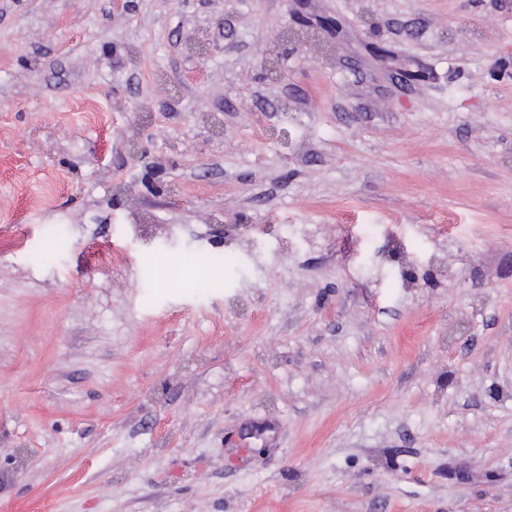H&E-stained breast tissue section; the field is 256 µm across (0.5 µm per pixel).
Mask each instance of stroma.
Returning a JSON list of instances; mask_svg holds the SVG:
<instances>
[{
  "label": "stroma",
  "instance_id": "stroma-1",
  "mask_svg": "<svg viewBox=\"0 0 512 512\" xmlns=\"http://www.w3.org/2000/svg\"><path fill=\"white\" fill-rule=\"evenodd\" d=\"M0 512H512V0H0Z\"/></svg>",
  "mask_w": 512,
  "mask_h": 512
}]
</instances>
